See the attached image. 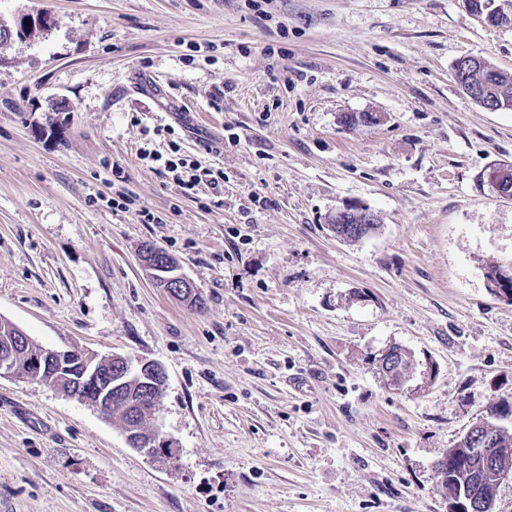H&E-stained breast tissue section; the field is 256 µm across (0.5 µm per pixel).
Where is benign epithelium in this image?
I'll list each match as a JSON object with an SVG mask.
<instances>
[{"label":"benign epithelium","mask_w":512,"mask_h":512,"mask_svg":"<svg viewBox=\"0 0 512 512\" xmlns=\"http://www.w3.org/2000/svg\"><path fill=\"white\" fill-rule=\"evenodd\" d=\"M483 69L482 59L475 56H464L455 64V77L457 82L466 80L467 75L475 70ZM488 183L491 188L503 199H512V166L494 168L488 173ZM378 215L369 207L361 204L345 205L336 210L331 218V231L336 238H345L341 225L343 224H376ZM166 264L173 267V272L160 274L167 280L168 294L177 298L192 284L178 273V265L172 258ZM489 288L500 299L512 302V268L501 266L496 277L489 281ZM74 350H59L44 348L34 357L40 371L46 375L59 376L69 370L70 355ZM19 376L15 365L13 350L7 349L0 353V377L14 378ZM163 368L154 362L133 360L124 356L107 355L101 358L89 356L84 361V368L80 375L71 378L72 386L61 390L64 395L83 400V391L88 388L96 389L97 400L94 409L107 414L112 404V395L122 392L127 382L132 381L140 386V400H153L156 387L165 382ZM484 424L479 422L473 425L461 438L460 444L466 447L467 456L474 462L490 466L495 462L493 449L490 448V437L482 432ZM154 436L148 442L135 438L138 428L129 426L126 429V439L129 445L139 451L153 456L156 447L161 443V426L154 423L152 426ZM442 494L448 500L449 512H493L495 499L479 495L478 491L470 490L462 493L450 485L442 489Z\"/></svg>","instance_id":"obj_1"}]
</instances>
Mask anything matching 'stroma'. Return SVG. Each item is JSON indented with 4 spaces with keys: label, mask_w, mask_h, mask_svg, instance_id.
<instances>
[{
    "label": "stroma",
    "mask_w": 512,
    "mask_h": 512,
    "mask_svg": "<svg viewBox=\"0 0 512 512\" xmlns=\"http://www.w3.org/2000/svg\"><path fill=\"white\" fill-rule=\"evenodd\" d=\"M0 317L43 348L160 363L174 459L118 417L0 379V512H448L435 462L512 402V27L464 0H0ZM199 45L190 53V45ZM378 125L348 126V113ZM165 159L223 172L182 194ZM122 165L138 208L102 191ZM381 227L337 240V208ZM173 255L204 305L157 288ZM414 360L403 389L374 358ZM435 375L424 382L427 361ZM482 59L480 57L475 56H464L455 64V77L457 82L464 86V81L466 83V89L468 94L472 97L479 96V92L475 86H473L469 80L466 79L467 75L471 74L472 71L482 70ZM477 87L482 91L487 103L495 107L497 104L507 102L512 109V75L492 74L491 72L483 79H475ZM488 183L503 199H512V166L493 168L488 173ZM330 223L331 231L339 240H344L345 238L339 224H366L371 226L365 230V233L371 232L369 236L376 233L380 228L378 215L368 206L361 204L345 205L342 208L336 209V213L332 216ZM489 288L500 299L512 302V269L509 266H500L493 280H489ZM152 431L154 433V436L150 441L145 443L143 441L136 440L135 438V435L139 432L138 428L136 426H128L125 432L127 442L132 448H136L149 456H154L156 452V447H158L159 444L161 443V436H163L161 432V426L158 422V418L155 420V423L152 426ZM158 448L159 453H163V456L169 459L174 458L175 449L171 448L170 443H166L165 445L162 444Z\"/></svg>",
    "instance_id": "obj_1"
}]
</instances>
